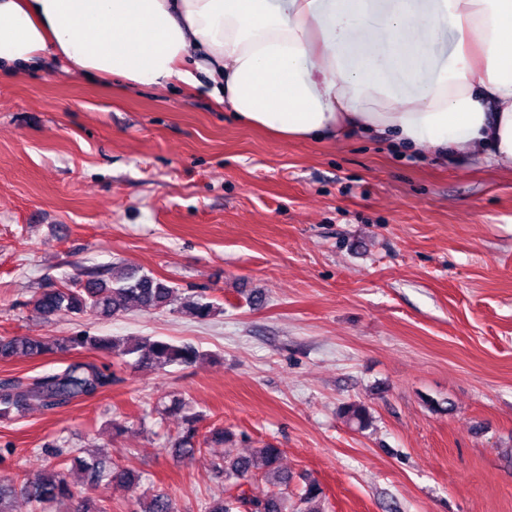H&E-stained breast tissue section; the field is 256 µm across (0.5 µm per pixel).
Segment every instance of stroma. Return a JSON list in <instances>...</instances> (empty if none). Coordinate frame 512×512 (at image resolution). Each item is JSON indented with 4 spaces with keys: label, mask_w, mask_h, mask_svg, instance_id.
Wrapping results in <instances>:
<instances>
[{
    "label": "stroma",
    "mask_w": 512,
    "mask_h": 512,
    "mask_svg": "<svg viewBox=\"0 0 512 512\" xmlns=\"http://www.w3.org/2000/svg\"><path fill=\"white\" fill-rule=\"evenodd\" d=\"M166 280L173 310L34 314V292L98 268ZM204 290L200 320L184 297ZM190 343L193 366L128 362L99 394L0 419V480L50 445L94 448L139 487L69 480L129 512L142 494L203 512L210 463L273 445L328 512H512V173L392 136L284 139L235 122L208 87H131L43 68L0 78V337L81 331ZM87 350L0 361L30 383ZM363 402L369 427L340 408ZM209 442L174 456L183 416ZM126 433L113 435V421Z\"/></svg>",
    "instance_id": "35a3bbf8"
}]
</instances>
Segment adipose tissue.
I'll list each match as a JSON object with an SVG mask.
<instances>
[{"mask_svg":"<svg viewBox=\"0 0 512 512\" xmlns=\"http://www.w3.org/2000/svg\"><path fill=\"white\" fill-rule=\"evenodd\" d=\"M48 59L141 86L208 80L235 120L283 138L390 133L512 169V0H0V73Z\"/></svg>","mask_w":512,"mask_h":512,"instance_id":"ef3b65f1","label":"adipose tissue"}]
</instances>
